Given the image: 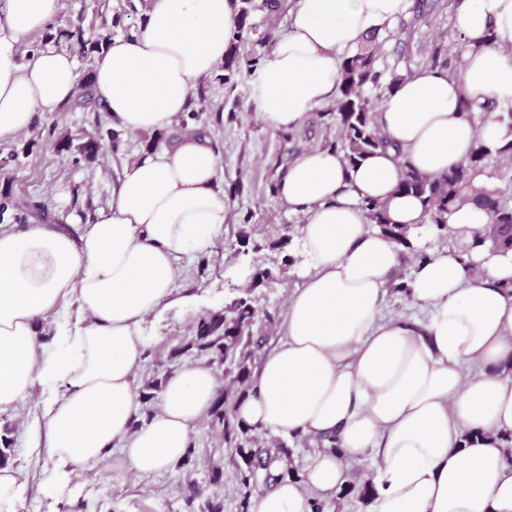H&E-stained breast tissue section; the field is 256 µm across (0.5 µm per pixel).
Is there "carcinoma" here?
I'll list each match as a JSON object with an SVG mask.
<instances>
[{
	"mask_svg": "<svg viewBox=\"0 0 512 512\" xmlns=\"http://www.w3.org/2000/svg\"><path fill=\"white\" fill-rule=\"evenodd\" d=\"M253 0H239L238 28L229 41V49L224 57V75L220 79L230 82L239 72L237 47L253 28L250 22ZM112 32L86 35L81 26H76L68 34V39L79 47L84 56H102L111 41ZM378 49L375 37L351 57L347 58L341 71L338 97L331 109L323 113L328 124L336 126V138L327 144V148L342 154L350 165L359 163L363 158L380 148L387 146L385 136L376 123V112L381 97L371 98L365 94L368 87H382L390 90L405 78L403 74H393L390 80L381 83L383 72L377 67ZM92 70L84 71L82 82L67 110L93 108L97 112L95 132L77 146L79 156L71 159L73 138L65 133L57 136L54 149L62 161L73 160L78 164L84 160L94 163L106 151L118 149L121 132L104 127L111 120L106 109L94 97L91 85ZM210 110L207 90L198 91L197 98L191 103L188 115H179L181 124L188 120L198 121L204 112ZM495 158L498 167H512V140L501 147H491L477 140L469 160L448 170V173L435 178H427L410 166L403 168L399 182L400 190L416 194L427 203L431 221L436 230V238L443 243L448 238L444 214L453 201L455 193L470 182V173L479 167L487 166L490 158ZM484 205L497 216V222L490 226L489 236L497 243L512 247V199L495 194L483 197ZM372 222L392 240L407 247L402 253L403 265L394 275L390 288L395 293L407 294V264L427 258V252L410 245L407 230L387 224L378 203L365 204ZM248 290L240 288L224 304V310L211 312L199 318L195 325V337L175 346L172 355L177 357L194 351L198 354H214L213 361L224 368V394L215 402L210 412L209 425L221 432L224 447L231 450L233 465L232 476L237 483L244 507H249L251 499L259 494L256 481L257 471L266 469L275 463L283 465L284 474L294 480H302L297 469L292 466V449L281 442L269 439L255 428L241 422L234 407L238 401L253 391L255 373L260 363L261 350L275 339L274 332L280 317L275 312L259 311L246 296ZM166 382V377L156 375L149 378L140 390L142 402L147 403L158 398ZM374 484L368 478L357 485L349 483L336 494L335 504H340L347 496L356 497L360 503L370 502Z\"/></svg>",
	"mask_w": 512,
	"mask_h": 512,
	"instance_id": "1",
	"label": "carcinoma"
}]
</instances>
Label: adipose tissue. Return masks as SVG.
<instances>
[{
    "label": "adipose tissue",
    "instance_id": "obj_1",
    "mask_svg": "<svg viewBox=\"0 0 512 512\" xmlns=\"http://www.w3.org/2000/svg\"><path fill=\"white\" fill-rule=\"evenodd\" d=\"M411 4L295 0L253 75L263 123L293 130L333 102L344 59ZM238 7L148 0L144 25L112 39L92 72L113 124L170 129L198 81L223 64ZM58 9L59 0H0V142L76 94L81 74L70 55L22 57ZM454 27L465 46L456 72L423 67L382 98L386 148L351 166L311 147L278 180L280 198L302 218L301 285L287 302L285 338L265 354L237 416L274 437H331L336 448L320 452L302 480L286 477L257 495L251 512H313L310 490L342 488L348 463L371 457L378 469L367 512H512L504 441L512 434V247L486 241L495 217L478 202L496 181L475 171L449 206L450 247L433 245L423 199L398 189L402 164L434 178L467 162L476 140L505 142L496 114L479 123L462 104L512 102V0H459ZM216 171L208 139L183 132L139 152L78 237L45 224L0 228V413L35 386L47 390L33 445L48 450L60 481L99 465L117 443L135 472L167 468L212 409L213 369L187 364L167 379L149 422L131 427L141 325L172 297L179 256L206 250L224 227ZM369 201L427 251L408 279L423 322L382 314L399 247L371 223ZM67 300L79 316L58 350L43 354L36 322Z\"/></svg>",
    "mask_w": 512,
    "mask_h": 512
}]
</instances>
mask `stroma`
<instances>
[{
    "mask_svg": "<svg viewBox=\"0 0 512 512\" xmlns=\"http://www.w3.org/2000/svg\"><path fill=\"white\" fill-rule=\"evenodd\" d=\"M141 0H60L56 16L47 29L59 35V50H68L63 33L82 26L87 34L105 30L123 36L125 29H138ZM254 25L238 46L240 73L235 86L207 77L203 84L213 106L223 109L224 125L207 126L206 134L218 156L217 181L220 188L241 182V193L228 201L223 233L209 249L182 255L176 262L173 301L143 322L147 340L136 385H143L155 370L177 371L192 362V355L172 356V348L191 338L194 322L207 313L223 309L243 277L255 269L273 268L288 257L299 258L300 215L291 212L277 192L279 171L301 152L324 145L335 133L326 128L319 113H312L305 125L293 132L268 128L254 109L251 84L253 62H265L274 39L286 30L292 0H254ZM455 0H413L408 14L383 32L378 67L385 74H409L429 62L432 42L441 41L449 54H456L460 41L453 27ZM120 26H112L114 16ZM24 139L0 144V189L12 192L14 208L0 214V225L21 227L49 224L57 231L78 236L96 212L121 184L123 170L137 152L145 148V135L124 132L118 151L108 153L102 168L85 164H61L49 146L24 152ZM46 201L47 216L30 213L25 205ZM251 224L252 246L240 248L236 237L242 224ZM284 240L282 249L270 244ZM207 260L205 274L197 263ZM44 398L34 388L18 410L0 414V433L13 438L12 466L18 472L21 491L17 512H200L213 497H220L224 512H240V496L234 479L220 485L211 482L214 470L223 469L229 451L220 436L206 424L192 435L194 453L188 464L173 465L155 474L132 470L120 449H112L104 462L93 469L75 472L67 482L55 477L54 464L45 449L34 450L29 441L35 431V415Z\"/></svg>",
    "mask_w": 512,
    "mask_h": 512,
    "instance_id": "stroma-1",
    "label": "stroma"
}]
</instances>
